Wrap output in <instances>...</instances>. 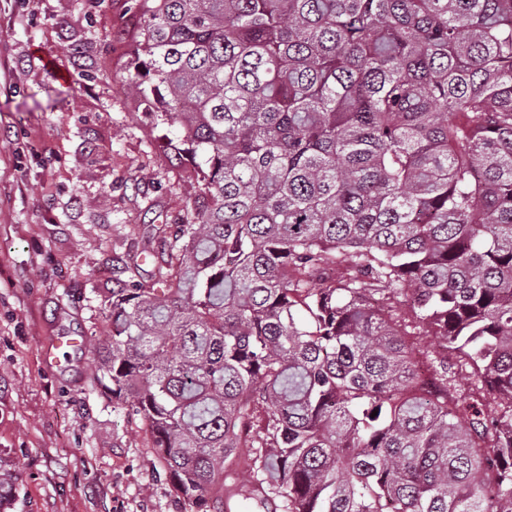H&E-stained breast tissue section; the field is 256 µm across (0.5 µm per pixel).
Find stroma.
<instances>
[{"instance_id":"obj_1","label":"stroma","mask_w":512,"mask_h":512,"mask_svg":"<svg viewBox=\"0 0 512 512\" xmlns=\"http://www.w3.org/2000/svg\"><path fill=\"white\" fill-rule=\"evenodd\" d=\"M136 0H0V512H192L98 382L101 302L151 226L193 219L195 164L127 86ZM253 451L224 474L251 512Z\"/></svg>"}]
</instances>
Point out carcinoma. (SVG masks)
I'll use <instances>...</instances> for the list:
<instances>
[{
  "mask_svg": "<svg viewBox=\"0 0 512 512\" xmlns=\"http://www.w3.org/2000/svg\"><path fill=\"white\" fill-rule=\"evenodd\" d=\"M132 64L199 206L88 341L177 496L512 512V0H143ZM254 450V448H240L237 463L232 468L226 469V472L224 471V498H218V495H221V493L208 495V502L212 510L209 512H215L217 507L221 510L224 509L223 512H251V510L286 512L285 503L282 498H271L268 504L269 509L267 510L254 508L252 501L244 498V490L253 483L254 474L250 465Z\"/></svg>",
  "mask_w": 512,
  "mask_h": 512,
  "instance_id": "carcinoma-1",
  "label": "carcinoma"
}]
</instances>
